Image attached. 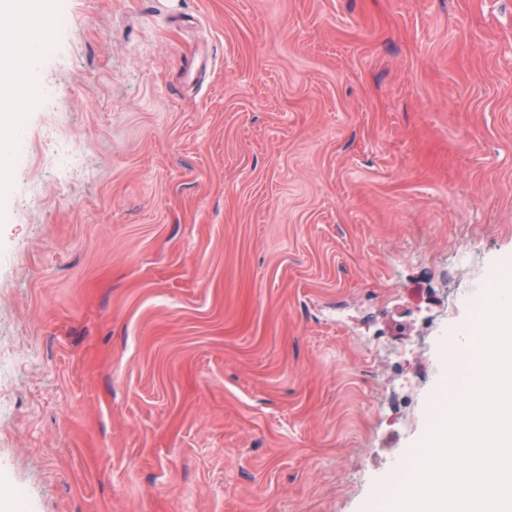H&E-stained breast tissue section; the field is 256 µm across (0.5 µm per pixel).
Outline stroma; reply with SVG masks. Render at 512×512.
I'll return each instance as SVG.
<instances>
[{
  "mask_svg": "<svg viewBox=\"0 0 512 512\" xmlns=\"http://www.w3.org/2000/svg\"><path fill=\"white\" fill-rule=\"evenodd\" d=\"M59 5L0 160V512H371L512 266V0Z\"/></svg>",
  "mask_w": 512,
  "mask_h": 512,
  "instance_id": "obj_1",
  "label": "stroma"
}]
</instances>
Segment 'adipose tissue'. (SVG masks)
<instances>
[{"instance_id": "obj_1", "label": "adipose tissue", "mask_w": 512, "mask_h": 512, "mask_svg": "<svg viewBox=\"0 0 512 512\" xmlns=\"http://www.w3.org/2000/svg\"><path fill=\"white\" fill-rule=\"evenodd\" d=\"M27 16V10L19 8L17 0H0V45L10 48L9 53L0 55V155L7 153L14 128V88L29 74L28 69L17 67L16 62L21 58L30 62L37 55L36 46L23 43L21 38Z\"/></svg>"}]
</instances>
